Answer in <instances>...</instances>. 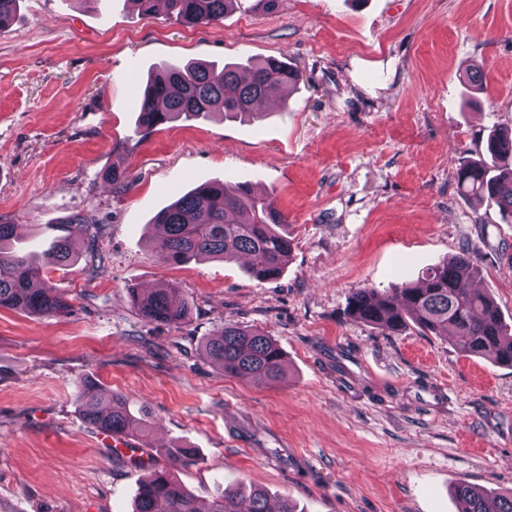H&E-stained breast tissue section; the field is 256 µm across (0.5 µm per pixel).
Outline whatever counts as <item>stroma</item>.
Instances as JSON below:
<instances>
[{
    "mask_svg": "<svg viewBox=\"0 0 512 512\" xmlns=\"http://www.w3.org/2000/svg\"><path fill=\"white\" fill-rule=\"evenodd\" d=\"M269 56L300 74L287 103L134 141L156 66ZM499 127H512V0H236L196 28L133 0H22L0 29V215L14 251L37 257L71 216L102 225L104 266L76 241L77 263L45 271L69 313L0 309V512H131L155 462L201 499L252 483L298 512H460L457 484L512 491V367L347 311L354 289L416 282L466 251L512 325V224L456 181ZM115 165L120 189L101 179ZM212 180L274 199L293 241L278 279L155 250L158 211ZM167 285L187 321L130 306L128 289ZM227 322L271 336L284 377L207 360ZM87 379L149 416L138 458L83 418Z\"/></svg>",
    "mask_w": 512,
    "mask_h": 512,
    "instance_id": "stroma-1",
    "label": "stroma"
}]
</instances>
